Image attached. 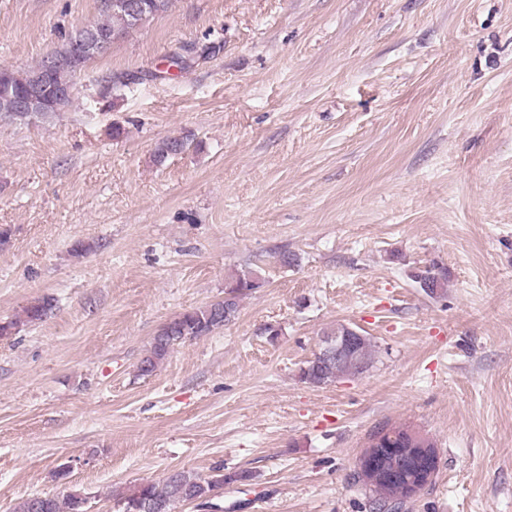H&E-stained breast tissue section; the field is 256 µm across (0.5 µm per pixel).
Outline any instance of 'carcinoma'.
Masks as SVG:
<instances>
[{
	"label": "carcinoma",
	"mask_w": 512,
	"mask_h": 512,
	"mask_svg": "<svg viewBox=\"0 0 512 512\" xmlns=\"http://www.w3.org/2000/svg\"><path fill=\"white\" fill-rule=\"evenodd\" d=\"M123 2L124 0H103V18L92 23L97 34L118 31L127 35L156 15L168 11L172 0H145L146 7L138 17L129 15L123 8ZM45 66L46 60L43 59L27 70L11 69L0 77V116L20 121L30 119L29 115L17 111L16 97L33 89L35 74ZM76 74L77 71L68 66L55 68L50 72L45 90L53 94L68 88L71 94H76ZM184 148L185 141L180 137L165 139L156 147L153 161L161 165L169 157L182 153ZM415 282L428 295H434L447 286L444 273L432 268L415 275ZM261 287L263 281L258 275L250 273L239 276L226 286L224 299L188 309L175 316L154 336L148 354L140 362L139 371L143 374L154 372L174 346L188 339L207 336L224 327L235 318L241 298ZM51 309L52 303L47 299L31 303L24 309L23 317L0 324V337L11 335L22 321L35 322L43 319ZM360 372L362 369L348 357L338 361H323L316 356L301 369V377L310 384L321 385L338 377ZM377 465L383 471H395L396 480L389 483H370L371 491L376 494V502L381 506L393 501L402 504L406 495L405 487L419 480V473L413 462L386 451L377 460ZM251 478L253 474L247 470L227 475L222 467L213 469L206 477L179 470L173 481L166 477L159 483L147 482L134 486L120 495L119 503L124 512H145L144 505L147 503L164 504L165 512H172L180 502H196L200 505L210 503L215 494L224 489V485L249 481ZM85 507L86 499L81 494L69 493L62 497L46 495L39 501L34 497L26 498L16 506L14 512H85Z\"/></svg>",
	"instance_id": "obj_1"
}]
</instances>
